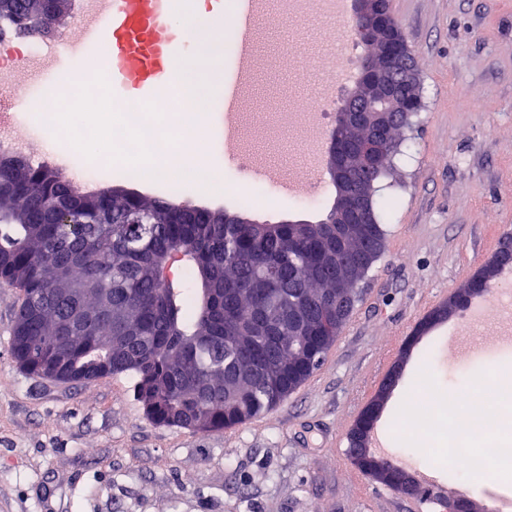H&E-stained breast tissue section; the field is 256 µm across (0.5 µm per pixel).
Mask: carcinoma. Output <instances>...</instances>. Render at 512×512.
<instances>
[{"label": "carcinoma", "instance_id": "carcinoma-1", "mask_svg": "<svg viewBox=\"0 0 512 512\" xmlns=\"http://www.w3.org/2000/svg\"><path fill=\"white\" fill-rule=\"evenodd\" d=\"M24 191L0 194V281L22 292L11 354L44 377L55 340L93 380L132 373L161 425L233 428L283 401L311 374L309 354L281 315L304 305L308 345L336 335V240L303 223L219 224L139 194L106 206L77 202L58 171L27 167ZM67 213L72 223L61 224ZM179 252L196 288L156 267Z\"/></svg>", "mask_w": 512, "mask_h": 512}]
</instances>
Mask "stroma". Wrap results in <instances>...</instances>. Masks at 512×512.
<instances>
[{"mask_svg":"<svg viewBox=\"0 0 512 512\" xmlns=\"http://www.w3.org/2000/svg\"><path fill=\"white\" fill-rule=\"evenodd\" d=\"M390 4L415 57L423 109L401 130L400 152L376 193L385 252L358 284V303L319 367L280 404L237 427L160 426L137 401L133 375L82 384L24 372L9 350L20 292L0 282V512H438L371 481L363 495L351 485L357 468L347 437L376 396L370 381L387 357L402 368L375 427L421 441L391 447L390 460L410 472L437 468L439 492L463 491L465 474L442 465L447 445L427 440L415 412L396 411L421 380L455 389L512 362V351L445 359L462 328L496 339L495 315L471 326L458 310L413 347L405 345L512 232V0ZM291 13L294 37L313 28L326 51L309 56L299 72L283 52L282 34L260 31L247 100L256 115L249 151L229 165L218 145L210 147L221 192L202 195L186 183L174 194L160 182H130L117 168L102 172L100 188L171 194L181 204L258 224L325 220L336 199L326 166L293 191L269 184L264 203L246 200L252 154L291 166L294 153L305 149L301 129L289 121L298 100L324 81L337 100L347 97L368 51L350 27L314 12L308 0H296Z\"/></svg>","mask_w":512,"mask_h":512,"instance_id":"1","label":"stroma"}]
</instances>
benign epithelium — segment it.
<instances>
[{"label": "benign epithelium", "instance_id": "7a95c632", "mask_svg": "<svg viewBox=\"0 0 512 512\" xmlns=\"http://www.w3.org/2000/svg\"><path fill=\"white\" fill-rule=\"evenodd\" d=\"M44 8L34 17L32 32L44 36L54 30L64 13L59 11L57 0H42ZM352 29L362 40L377 44V53L360 62V83L365 87L362 94H353L337 107V128L333 137L330 160L333 180L342 186L339 206L330 223L359 224L362 237L369 239L370 225L374 224L367 208L368 198L360 193V186L371 184L379 171L392 142L387 131L393 127L407 125L421 106V100L412 96L414 78L408 70V43L387 0H355ZM366 130L358 144L362 159L359 181L351 182L347 177L346 162L350 133L354 128ZM379 257L374 244L351 254L340 244L336 245V265L348 266L360 272H368ZM489 266L504 269L512 266V235L506 234L501 246L494 253ZM492 293V284L485 271L476 272L469 281V288L450 297L451 305H465L476 296L486 297ZM336 302V325L343 326L347 314L357 302L351 293L338 291ZM400 367H394L380 388L377 397L360 413L349 435V456L352 463L364 470L369 478L402 497H416L423 493L419 479L398 467L385 464V459L376 456L371 448L373 418L380 411L387 395L395 386ZM440 512H471L469 501L459 496H438Z\"/></svg>", "mask_w": 512, "mask_h": 512}]
</instances>
